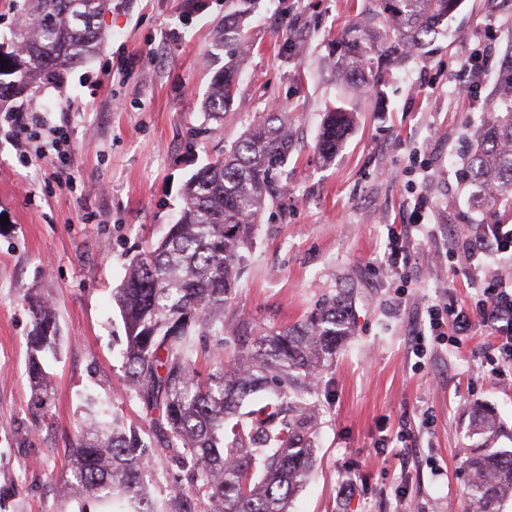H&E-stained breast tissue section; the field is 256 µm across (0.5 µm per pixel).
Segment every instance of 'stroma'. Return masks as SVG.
Instances as JSON below:
<instances>
[{
  "instance_id": "1",
  "label": "stroma",
  "mask_w": 512,
  "mask_h": 512,
  "mask_svg": "<svg viewBox=\"0 0 512 512\" xmlns=\"http://www.w3.org/2000/svg\"><path fill=\"white\" fill-rule=\"evenodd\" d=\"M363 0H258L244 22L249 52L223 121L200 105L211 79L210 31L224 0H112L106 40L58 83L14 103L72 132L76 184L51 163L19 166L0 135V506L78 512L61 483L85 417L84 397L142 438L145 411L125 383L126 333L113 298L131 260L172 223L185 181L228 148L255 115L279 108L292 131L288 190L258 226L224 307V359L245 337L300 321L349 291L352 334L319 382L316 462L291 512H466L463 463L476 444L470 407L491 408L512 448V364L475 324L460 342L416 333L433 304L474 307L482 289L512 288V246L470 255L482 218L463 180L475 132L512 69V0H463L447 31L362 91L340 83L331 45ZM486 51L480 77L460 61ZM353 124L335 159L318 139L328 107ZM200 129L192 137V129ZM424 224L403 277L385 253L390 225ZM48 301L62 344L51 363L46 420L33 424L26 375L28 298Z\"/></svg>"
}]
</instances>
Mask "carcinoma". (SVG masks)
Segmentation results:
<instances>
[{
    "instance_id": "cac0c4a2",
    "label": "carcinoma",
    "mask_w": 512,
    "mask_h": 512,
    "mask_svg": "<svg viewBox=\"0 0 512 512\" xmlns=\"http://www.w3.org/2000/svg\"><path fill=\"white\" fill-rule=\"evenodd\" d=\"M112 0H22L21 20L10 44H0V112L7 103L62 69L75 68L101 49V18ZM462 0H368L364 20L341 38L331 64L355 89L385 80L440 33ZM255 0H224V18L211 31L210 61L224 58L202 102L204 119L223 118L233 102L239 62L248 52L241 21ZM500 112L477 133L465 159L472 181L483 191L485 222L475 241L494 234L505 214L512 217V76L504 85ZM350 125L341 108L326 112L319 151L336 157ZM292 140L288 113L267 112L183 187L176 223L134 258L114 294L127 336L126 382L149 416L146 441L134 430L96 416L87 418L69 454L72 496L90 498L93 512H290L311 475L316 450L308 407L280 421L290 392L314 394L319 376L331 368L350 336L348 292L325 298L283 330L258 336L236 361H220L224 348V303L232 295L259 224L288 186ZM33 328L26 364L31 415L45 417L49 381L44 360L56 354L59 327L50 305L28 301ZM271 387L277 398L230 422L238 407ZM472 431L493 442L501 431L487 409L473 410ZM191 473L189 484L157 500L144 482L156 454ZM465 495L471 512H502L512 500V449L479 448L464 462Z\"/></svg>"
}]
</instances>
